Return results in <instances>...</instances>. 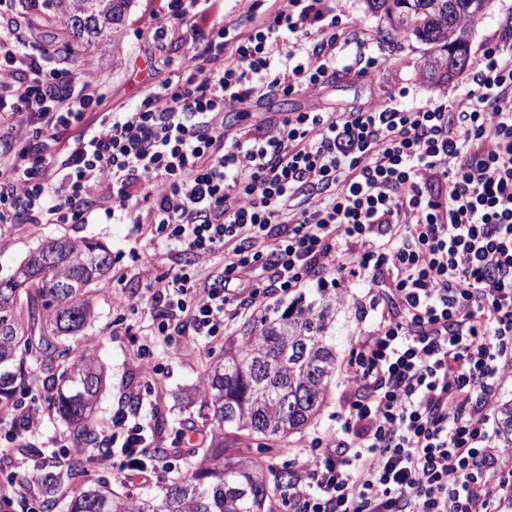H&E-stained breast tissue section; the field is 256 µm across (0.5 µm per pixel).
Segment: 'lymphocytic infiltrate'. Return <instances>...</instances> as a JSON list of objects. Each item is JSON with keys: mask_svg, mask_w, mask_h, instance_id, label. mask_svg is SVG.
I'll list each match as a JSON object with an SVG mask.
<instances>
[{"mask_svg": "<svg viewBox=\"0 0 512 512\" xmlns=\"http://www.w3.org/2000/svg\"><path fill=\"white\" fill-rule=\"evenodd\" d=\"M190 12L166 0L150 31L190 29L194 49L126 112L92 116L93 93L16 29L0 27V124L34 135L0 160L1 224H83L109 193L195 262L146 288L157 331L206 341L227 321L309 282L374 292L389 304L358 341L328 440L288 488L291 512H500L505 483L493 396L512 372V12L475 59L469 89L409 108L399 95L349 112H289L224 134V111L275 93L316 94L342 55L373 78L368 54L329 0H220ZM288 32L290 43L280 41ZM84 124L65 157L59 129ZM224 256V274L206 264ZM122 473L153 472L146 426L115 412Z\"/></svg>", "mask_w": 512, "mask_h": 512, "instance_id": "f902f5d3", "label": "lymphocytic infiltrate"}]
</instances>
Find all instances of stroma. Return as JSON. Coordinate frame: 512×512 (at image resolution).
I'll list each match as a JSON object with an SVG mask.
<instances>
[{
    "mask_svg": "<svg viewBox=\"0 0 512 512\" xmlns=\"http://www.w3.org/2000/svg\"><path fill=\"white\" fill-rule=\"evenodd\" d=\"M161 0H134L125 21L120 54H113L111 43L81 49L79 42L71 48L80 63L66 69L73 87L83 89L94 81L100 96V111H127L140 100L149 86L169 76L167 58H180L194 49L190 35L178 34L164 46H157L148 36L145 25L150 14L160 9ZM336 13L342 22L364 30L374 55L387 58L388 64L375 78L355 73H339L318 94L272 95L251 104L254 117L273 121L286 112H346L381 101L388 91L407 88V106H419L439 98L444 86L429 82L422 72L424 47L415 39L399 36L396 45L379 38L382 22L367 7L366 0H335ZM65 237L103 243L112 255V270L94 287L95 317L80 335L70 339L73 354L93 349L107 371V381L97 403L96 420H110L113 412L123 408L138 414L150 428L160 429L163 439H170L181 428L208 431L200 413L197 387L207 365L224 353L223 340L203 346L188 337L168 342L157 336L153 325L154 310L147 301V278L178 270L192 261L189 253L160 238L154 225L126 224L112 214V203L100 197L85 224H0V279L11 276L24 258L43 240ZM368 300L362 289L350 287L344 303L336 307L337 359L346 362L361 336L372 330L374 316L362 308ZM147 345L151 359L159 369L147 377L136 356L138 345ZM47 372L41 363H28L25 384L16 392L15 401L39 409L41 429L26 440L24 447L0 446V473L14 471L35 475L37 483L48 481L63 465L76 459L74 439L68 426L50 409L43 380ZM343 379L333 382L318 423L301 437L290 438L278 463L300 469L313 438L329 439L336 432V413L343 402ZM192 458L168 457L158 464L155 477L149 480L127 478L110 465H95L97 477L112 490L122 493L147 488L159 490L172 478L184 475Z\"/></svg>",
    "mask_w": 512,
    "mask_h": 512,
    "instance_id": "1",
    "label": "stroma"
}]
</instances>
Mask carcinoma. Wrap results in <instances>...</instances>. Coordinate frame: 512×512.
Returning <instances> with one entry per match:
<instances>
[{
	"instance_id": "cac0c4a2",
	"label": "carcinoma",
	"mask_w": 512,
	"mask_h": 512,
	"mask_svg": "<svg viewBox=\"0 0 512 512\" xmlns=\"http://www.w3.org/2000/svg\"><path fill=\"white\" fill-rule=\"evenodd\" d=\"M489 0H367L387 26L381 38L406 33L429 45L422 72L445 84L468 58V28ZM73 40L112 42L119 51L132 0H44ZM112 258L100 242L50 238L42 242L0 287V408L24 382V358L42 362L68 355L69 335L94 319L92 282L105 277ZM336 304L322 300L262 315L239 336L224 340V356L205 371L199 390L210 415V439L191 472L154 495L115 493L91 475L92 459L70 462L67 471L38 490L46 508L65 501L66 512H288V485L296 472L276 462L288 438L314 426L336 379ZM106 371L87 348L59 375L44 381L49 404L90 444ZM504 447H512V400L497 407ZM249 441V454L236 445Z\"/></svg>"
}]
</instances>
